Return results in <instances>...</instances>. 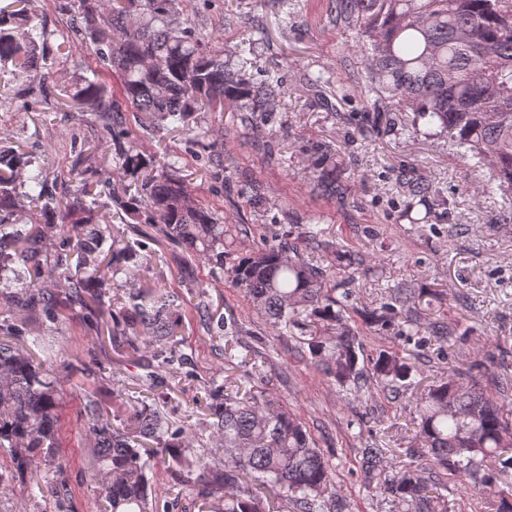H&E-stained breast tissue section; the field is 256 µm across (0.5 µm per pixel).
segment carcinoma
Returning <instances> with one entry per match:
<instances>
[{
    "label": "carcinoma",
    "mask_w": 512,
    "mask_h": 512,
    "mask_svg": "<svg viewBox=\"0 0 512 512\" xmlns=\"http://www.w3.org/2000/svg\"><path fill=\"white\" fill-rule=\"evenodd\" d=\"M27 0L0 5V78L39 85L50 77L47 34L33 23ZM190 0H71L70 28L78 43L118 81L114 91L86 81L73 95L92 113L112 142L114 171L79 151L76 181L65 194L36 159L11 145L0 147V448L16 470L37 476L41 494L65 496L62 479L43 473L59 467L62 409L56 373L58 353L43 349L45 332L58 329L71 312L106 319L121 337V352L161 345L154 355L163 371L177 361L166 350L180 336L181 314L160 288L128 296L120 309L106 299L120 263L135 262L159 238L190 258L224 271V220L188 195L176 161H160L129 144L123 113H144L158 127L186 132L197 112H246L253 123L284 94L276 73L255 82L247 59L232 63L207 49L203 35L179 21ZM336 18L358 25L366 56L364 88L374 107L398 105L414 112V135L449 134L457 153L490 169L482 193L512 190V0H333ZM412 201L403 218L426 224L432 184L407 181ZM149 224L154 234L112 237V217ZM423 206L424 211L417 210ZM334 260L364 265L341 246L322 239L317 226L305 232ZM57 241L54 253L46 241ZM108 248H103L105 242ZM234 285L274 325L300 330L314 364L343 390L361 397L375 381L398 392L418 371L421 355L383 350L370 373L359 365L362 340L345 316L352 291L328 285L331 266L303 256L301 245L276 235L232 261ZM416 308L415 295L399 289L383 312L367 321L384 326ZM482 363L455 371L425 389L417 404L416 448L428 458V476L411 464L387 471V449H362L365 483L407 505V512H448L437 491L440 472L476 483L500 496L512 512V365L491 374L495 391L483 385ZM209 428L218 447L192 463L185 458V429L143 404L113 425L102 400L87 397L84 413L95 441L88 467L97 485L100 512H153L148 474L156 470L217 504V512H271L284 501L295 512H335L332 470L301 419L249 390L209 391Z\"/></svg>",
    "instance_id": "carcinoma-1"
}]
</instances>
